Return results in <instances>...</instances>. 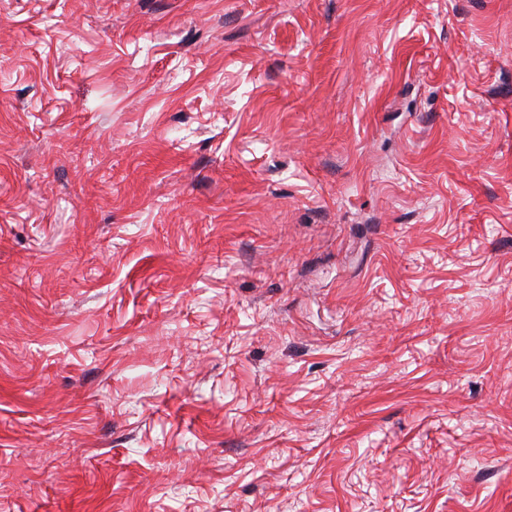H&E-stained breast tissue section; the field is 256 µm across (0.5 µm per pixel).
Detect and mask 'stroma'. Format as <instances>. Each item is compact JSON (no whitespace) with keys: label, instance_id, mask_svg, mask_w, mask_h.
<instances>
[{"label":"stroma","instance_id":"stroma-1","mask_svg":"<svg viewBox=\"0 0 512 512\" xmlns=\"http://www.w3.org/2000/svg\"><path fill=\"white\" fill-rule=\"evenodd\" d=\"M0 512H512V0H0Z\"/></svg>","mask_w":512,"mask_h":512}]
</instances>
